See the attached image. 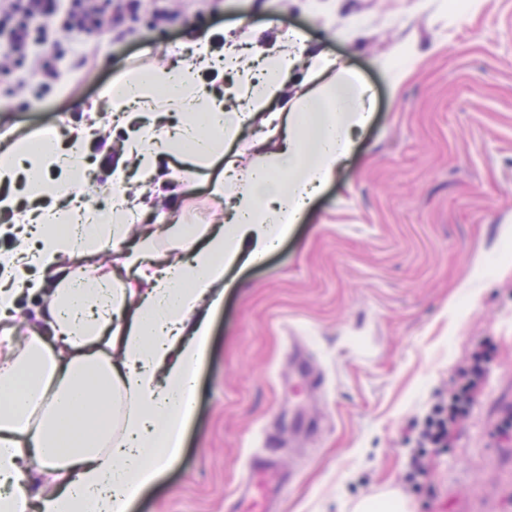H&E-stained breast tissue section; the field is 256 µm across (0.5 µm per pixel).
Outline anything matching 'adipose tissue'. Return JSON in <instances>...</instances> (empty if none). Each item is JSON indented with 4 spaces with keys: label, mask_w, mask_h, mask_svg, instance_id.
Listing matches in <instances>:
<instances>
[{
    "label": "adipose tissue",
    "mask_w": 512,
    "mask_h": 512,
    "mask_svg": "<svg viewBox=\"0 0 512 512\" xmlns=\"http://www.w3.org/2000/svg\"><path fill=\"white\" fill-rule=\"evenodd\" d=\"M240 39L253 46L240 64L246 110L226 107L233 88L218 96L199 86L196 69L212 59L205 48L178 67L114 78L104 92L111 114H91L67 147L46 129L0 154V184L24 178L34 202L23 209L0 195V213L12 216L0 236L17 240L0 252V512H129L178 462V443L165 438L194 413L211 334L201 309L222 307L228 268L262 262L305 220L370 123L369 87L301 32L276 34L270 47L249 30ZM151 103L179 121L129 132L125 156L143 192L117 188L104 209L89 207L75 190L86 139L106 119ZM247 125L261 134L243 169L229 148ZM163 156L177 158L185 178L223 161L213 193L224 200L225 225L202 239L188 224L156 225L123 249L147 194L167 186L158 176ZM107 249L131 280L98 263ZM34 280L47 284L48 302L41 324L18 342L9 325ZM116 399L124 412L115 423L106 410Z\"/></svg>",
    "instance_id": "adipose-tissue-1"
}]
</instances>
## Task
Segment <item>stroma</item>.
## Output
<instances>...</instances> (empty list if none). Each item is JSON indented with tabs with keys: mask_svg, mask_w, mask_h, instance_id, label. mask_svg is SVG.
<instances>
[{
	"mask_svg": "<svg viewBox=\"0 0 512 512\" xmlns=\"http://www.w3.org/2000/svg\"><path fill=\"white\" fill-rule=\"evenodd\" d=\"M303 32L373 90L371 124L305 223L224 276L179 462L130 512H225L254 455L277 458L283 512H354L396 491L411 512H512V0H139L122 28L74 44L60 80L0 96V142L79 129L120 73L223 50L249 26ZM223 163L153 196L157 217L224 223ZM493 351L448 447L417 439L457 369ZM325 387L297 380L300 359ZM318 422L295 433L292 420ZM423 472L405 476L413 458Z\"/></svg>",
	"mask_w": 512,
	"mask_h": 512,
	"instance_id": "stroma-1",
	"label": "stroma"
}]
</instances>
